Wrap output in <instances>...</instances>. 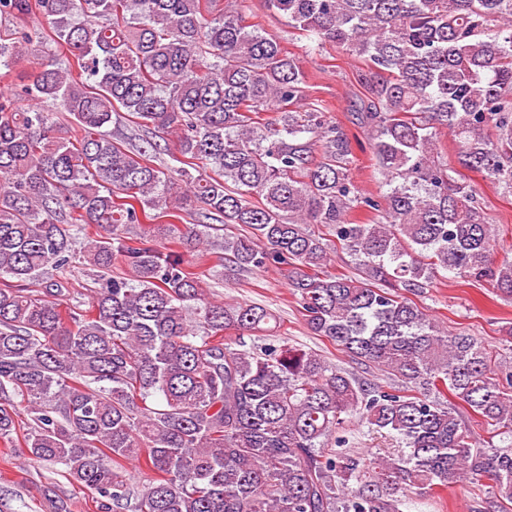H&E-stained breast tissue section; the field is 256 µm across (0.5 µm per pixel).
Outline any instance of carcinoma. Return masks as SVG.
<instances>
[{
  "label": "carcinoma",
  "mask_w": 512,
  "mask_h": 512,
  "mask_svg": "<svg viewBox=\"0 0 512 512\" xmlns=\"http://www.w3.org/2000/svg\"><path fill=\"white\" fill-rule=\"evenodd\" d=\"M239 2L0 0V18L45 16L80 69L50 54L0 93V440L25 406L24 457L123 512H403L463 481L487 486L477 512H512V379L415 302L442 273L512 300L467 176L512 192V0H266L365 65L377 193L352 180L345 130L304 107L300 59ZM44 39L0 37V70ZM119 112L175 135L198 174L112 137ZM195 211L212 223H177ZM338 246L355 275L324 271ZM188 254L227 282L279 269L312 334L390 383L285 341L232 346L227 331L269 337L277 317L215 298ZM76 257L98 272L85 309L57 279ZM353 418L397 446L355 450ZM126 462L147 470L138 490Z\"/></svg>",
  "instance_id": "1"
}]
</instances>
